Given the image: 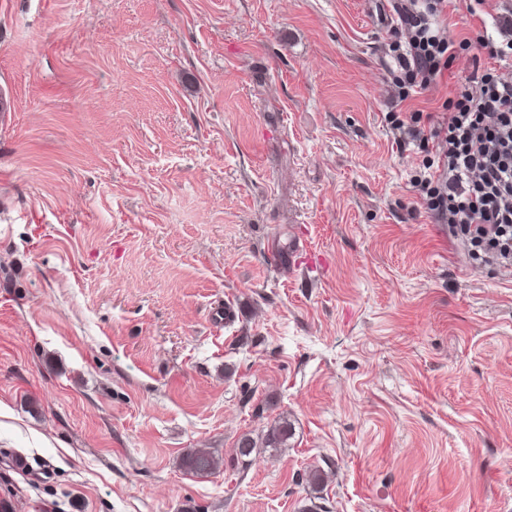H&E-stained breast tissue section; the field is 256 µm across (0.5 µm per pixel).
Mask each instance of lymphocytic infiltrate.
<instances>
[{
    "label": "lymphocytic infiltrate",
    "instance_id": "lymphocytic-infiltrate-1",
    "mask_svg": "<svg viewBox=\"0 0 512 512\" xmlns=\"http://www.w3.org/2000/svg\"><path fill=\"white\" fill-rule=\"evenodd\" d=\"M395 85L400 101L437 86L462 50L485 51L441 111L405 113L392 129L398 147L417 144L427 159L410 180L416 203L444 224L471 261L512 275V16L499 42L483 30H454L451 15L479 18L490 0H389Z\"/></svg>",
    "mask_w": 512,
    "mask_h": 512
}]
</instances>
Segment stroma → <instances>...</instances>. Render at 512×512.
Segmentation results:
<instances>
[{
    "instance_id": "stroma-1",
    "label": "stroma",
    "mask_w": 512,
    "mask_h": 512,
    "mask_svg": "<svg viewBox=\"0 0 512 512\" xmlns=\"http://www.w3.org/2000/svg\"><path fill=\"white\" fill-rule=\"evenodd\" d=\"M381 5L0 0L11 512H512V277L415 207L389 123L473 53L399 101ZM292 437V426L288 419L274 421L256 437L250 434L242 435L236 444V456L242 462L250 463L256 448L277 450L287 448L288 440ZM220 458L214 453L187 451L180 460V465L187 473L194 475H209L220 468Z\"/></svg>"
}]
</instances>
